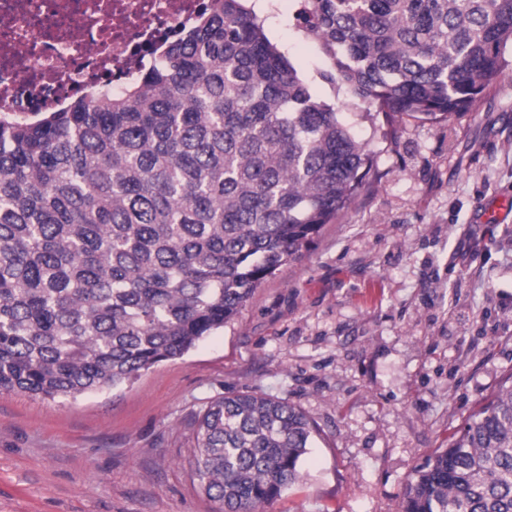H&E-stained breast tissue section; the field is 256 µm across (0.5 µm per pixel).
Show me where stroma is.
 Segmentation results:
<instances>
[{
  "label": "stroma",
  "instance_id": "obj_1",
  "mask_svg": "<svg viewBox=\"0 0 512 512\" xmlns=\"http://www.w3.org/2000/svg\"><path fill=\"white\" fill-rule=\"evenodd\" d=\"M266 3L268 38L313 78L296 0ZM356 131L376 178L188 355L75 400L0 392V512H216L193 423L237 392L320 429L265 512H399L512 371V68L450 120L376 112Z\"/></svg>",
  "mask_w": 512,
  "mask_h": 512
}]
</instances>
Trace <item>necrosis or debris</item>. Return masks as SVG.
<instances>
[{"mask_svg": "<svg viewBox=\"0 0 512 512\" xmlns=\"http://www.w3.org/2000/svg\"><path fill=\"white\" fill-rule=\"evenodd\" d=\"M205 0H0V109L62 105L97 77L121 90Z\"/></svg>", "mask_w": 512, "mask_h": 512, "instance_id": "1", "label": "necrosis or debris"}]
</instances>
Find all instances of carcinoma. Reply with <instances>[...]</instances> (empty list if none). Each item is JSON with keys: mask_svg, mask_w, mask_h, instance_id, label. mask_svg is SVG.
Here are the masks:
<instances>
[{"mask_svg": "<svg viewBox=\"0 0 512 512\" xmlns=\"http://www.w3.org/2000/svg\"><path fill=\"white\" fill-rule=\"evenodd\" d=\"M249 0L119 93L110 79L27 121L0 113V391L114 389L224 327L374 172ZM345 104L444 121L508 67L512 0H300ZM317 432L283 399L212 400L192 472L224 512H263ZM401 512H512V375L409 477Z\"/></svg>", "mask_w": 512, "mask_h": 512, "instance_id": "1", "label": "carcinoma"}]
</instances>
